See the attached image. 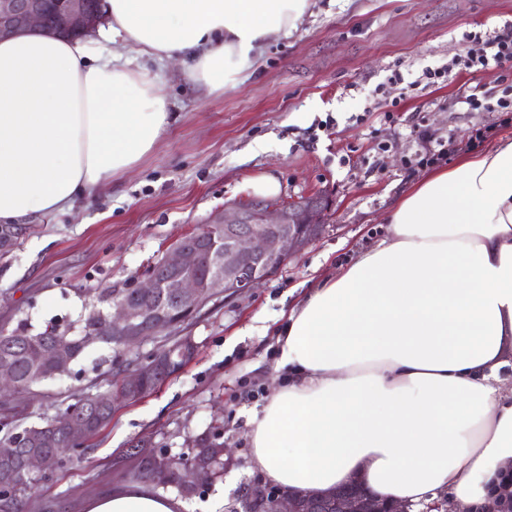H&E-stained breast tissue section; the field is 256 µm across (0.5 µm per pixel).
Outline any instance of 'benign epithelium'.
I'll return each mask as SVG.
<instances>
[{"instance_id": "1", "label": "benign epithelium", "mask_w": 512, "mask_h": 512, "mask_svg": "<svg viewBox=\"0 0 512 512\" xmlns=\"http://www.w3.org/2000/svg\"><path fill=\"white\" fill-rule=\"evenodd\" d=\"M105 0H0V39L39 29L64 38L91 35L105 23ZM333 199L316 194L275 207L253 200L218 209L206 222L219 234L220 245L200 244L199 232L181 237L142 281L131 285L133 293L113 297L102 316L112 325V335L127 346L137 345L181 321L190 320L214 297L229 298L249 292L269 278L271 267H281L321 235ZM165 288L176 307L157 308L151 297ZM158 362L124 376L127 389L137 395ZM407 512L398 500H382L360 483L323 493L283 491L274 486L257 490L255 512Z\"/></svg>"}]
</instances>
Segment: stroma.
I'll use <instances>...</instances> for the list:
<instances>
[{"mask_svg": "<svg viewBox=\"0 0 512 512\" xmlns=\"http://www.w3.org/2000/svg\"><path fill=\"white\" fill-rule=\"evenodd\" d=\"M512 24V0H315L291 34H274L242 84L202 97L180 65L150 63L169 88L172 124L139 167L74 208L27 219L0 250V326L27 320L81 330L93 295L125 288L215 209L255 198L254 178L280 184L275 205L323 193L333 199L322 236L251 292L216 298L181 330L196 345L182 372L135 402H117L111 422L89 439L84 458L58 470L24 500L25 512H82L84 500L128 483L130 447L145 440L176 455L203 434H220L221 478L185 499L184 512H223L262 477L248 463L246 421L276 378L274 329L309 286L347 267L385 238V215L424 167L408 166L414 126L431 143L467 138L502 113L451 108L462 84L496 102L512 63L429 83L434 69L462 53L464 36ZM80 376L34 387L17 402L26 423L74 399L107 389L110 353L91 346Z\"/></svg>", "mask_w": 512, "mask_h": 512, "instance_id": "35a3bbf8", "label": "stroma"}]
</instances>
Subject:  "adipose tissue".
Wrapping results in <instances>:
<instances>
[{
	"mask_svg": "<svg viewBox=\"0 0 512 512\" xmlns=\"http://www.w3.org/2000/svg\"><path fill=\"white\" fill-rule=\"evenodd\" d=\"M313 0H107L98 37L0 41V223L72 208L133 170L171 124L145 60L179 61L204 95L243 82ZM135 47L120 61L106 42ZM389 236L315 282L276 333L281 382L247 425L252 470L282 489L353 479L486 512L512 474V139L410 184ZM140 483L84 512H179Z\"/></svg>",
	"mask_w": 512,
	"mask_h": 512,
	"instance_id": "adipose-tissue-1",
	"label": "adipose tissue"
}]
</instances>
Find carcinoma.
<instances>
[{"instance_id":"1","label":"carcinoma","mask_w":512,"mask_h":512,"mask_svg":"<svg viewBox=\"0 0 512 512\" xmlns=\"http://www.w3.org/2000/svg\"><path fill=\"white\" fill-rule=\"evenodd\" d=\"M54 346L66 348L74 362L86 352V346L80 343L79 337L54 328L34 332L25 320L11 329L0 328V367L14 373L17 392H27L36 384L57 378L55 363L49 353ZM114 394L123 396L117 380L104 392L68 404L54 418L76 420L85 426L91 437L112 420ZM0 427L6 429L0 441L15 444L12 459L0 458V473L13 474L11 481L0 486V512H12L18 494L33 489L38 479L48 477L65 463L79 461L85 455L84 443L71 440L65 425L41 435L33 430V425L18 423L6 402L0 415ZM143 447L145 444L138 442L129 452V456L137 460L133 476L148 479L162 487L174 486L186 495L211 482L218 474L224 456V443L220 442L217 434L195 440V447L175 457L145 452ZM31 453L43 458V470L37 476H30L20 469L22 459Z\"/></svg>"}]
</instances>
